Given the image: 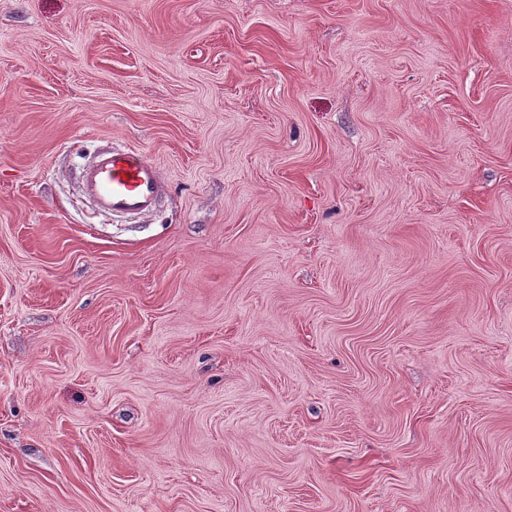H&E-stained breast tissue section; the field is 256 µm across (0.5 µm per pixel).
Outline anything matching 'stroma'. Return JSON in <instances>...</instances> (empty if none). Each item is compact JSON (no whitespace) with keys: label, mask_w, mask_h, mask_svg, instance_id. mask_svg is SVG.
<instances>
[{"label":"stroma","mask_w":512,"mask_h":512,"mask_svg":"<svg viewBox=\"0 0 512 512\" xmlns=\"http://www.w3.org/2000/svg\"><path fill=\"white\" fill-rule=\"evenodd\" d=\"M0 512H512V0H0ZM81 186L99 209L118 215L153 213L164 188L157 166L131 148L100 152L83 168Z\"/></svg>","instance_id":"obj_1"}]
</instances>
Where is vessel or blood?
<instances>
[{
    "instance_id": "vessel-or-blood-1",
    "label": "vessel or blood",
    "mask_w": 512,
    "mask_h": 512,
    "mask_svg": "<svg viewBox=\"0 0 512 512\" xmlns=\"http://www.w3.org/2000/svg\"><path fill=\"white\" fill-rule=\"evenodd\" d=\"M81 186L99 209L118 215L153 213L164 188L157 166L130 148L100 152L83 168Z\"/></svg>"
}]
</instances>
